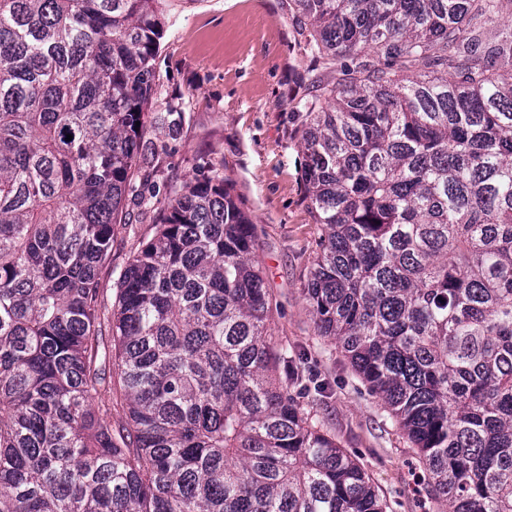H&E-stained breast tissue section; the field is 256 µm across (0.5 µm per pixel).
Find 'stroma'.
Segmentation results:
<instances>
[{
  "mask_svg": "<svg viewBox=\"0 0 512 512\" xmlns=\"http://www.w3.org/2000/svg\"><path fill=\"white\" fill-rule=\"evenodd\" d=\"M166 17L156 83L142 139L156 149L134 178L167 196L197 166L224 173L258 227V258L273 296L271 333L305 352V368L329 385L317 415L357 455L387 512H429L420 463L382 402L369 395L340 350L313 334L303 294L321 231L304 202V154L292 113L312 77L304 43L288 18V0H159ZM184 109L176 132L162 123ZM154 232L152 216L126 199L112 227L111 262L100 273L105 305L131 252Z\"/></svg>",
  "mask_w": 512,
  "mask_h": 512,
  "instance_id": "35a3bbf8",
  "label": "stroma"
}]
</instances>
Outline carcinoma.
Masks as SVG:
<instances>
[{
  "instance_id": "obj_1",
  "label": "carcinoma",
  "mask_w": 512,
  "mask_h": 512,
  "mask_svg": "<svg viewBox=\"0 0 512 512\" xmlns=\"http://www.w3.org/2000/svg\"><path fill=\"white\" fill-rule=\"evenodd\" d=\"M157 0H0V512H386L269 329L224 162L133 179ZM320 226L304 296L422 463L438 512H512V0H288ZM72 140H66V135ZM156 231L105 314L127 196ZM118 372L107 365L102 327ZM123 397L128 425L107 419Z\"/></svg>"
}]
</instances>
